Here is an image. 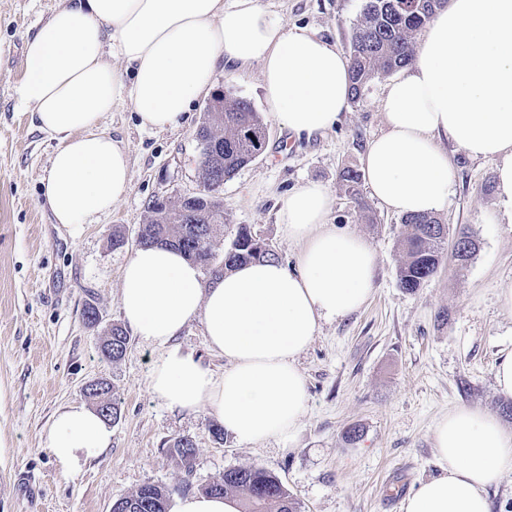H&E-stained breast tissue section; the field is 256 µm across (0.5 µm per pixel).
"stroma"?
<instances>
[{
    "instance_id": "1",
    "label": "stroma",
    "mask_w": 512,
    "mask_h": 512,
    "mask_svg": "<svg viewBox=\"0 0 512 512\" xmlns=\"http://www.w3.org/2000/svg\"><path fill=\"white\" fill-rule=\"evenodd\" d=\"M62 0H0V512H110L117 498L147 483L173 498L202 487L231 467L257 466L275 475L299 512H401L404 498L438 475L433 429L448 411L477 408L499 415L503 402L494 370L512 350V311L500 288L512 283V206L498 195L495 167L457 148L454 191L437 211L450 232L467 230L477 243L468 263L446 260L415 292L400 288L397 270L402 217L382 206L367 187L350 196L340 174L360 168L367 144L384 130L380 76L350 103L341 121L312 137L296 138L268 117L258 68L217 75L264 116L265 152L225 181L220 198L226 221L213 248L223 258L238 225L253 232L295 269L299 247L277 222L283 199L315 182L332 195L329 222L364 237L377 255L376 289L356 313L322 322L298 367L308 404L292 441L246 444L216 438L208 412L180 414L153 398L148 378L160 346L131 336L125 356L106 360L100 344L122 323L118 296L124 263L136 247L149 200L199 191L196 130L206 99L194 103L172 131L140 126L130 102L105 113L99 127L128 155L127 195L71 239L55 224L40 178L57 146L20 104L24 46ZM275 19L308 28L349 53L364 0H260ZM126 238L112 245L113 232ZM94 305L98 324L82 312ZM100 380L120 411L112 444L75 475L63 474L41 444L55 413L87 403L85 388ZM363 434L348 443V427ZM189 437L196 448L184 467L172 445Z\"/></svg>"
}]
</instances>
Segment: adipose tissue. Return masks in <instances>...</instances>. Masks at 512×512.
Masks as SVG:
<instances>
[{"mask_svg": "<svg viewBox=\"0 0 512 512\" xmlns=\"http://www.w3.org/2000/svg\"><path fill=\"white\" fill-rule=\"evenodd\" d=\"M258 67L271 116L289 132L330 129L347 111L346 57L304 27L273 19L259 0H63L26 41L18 85L39 130L57 140L42 177L55 223L71 237L112 210L130 186L128 157L99 121L129 101L142 127H181L217 71ZM384 131L363 155L365 183L401 215L448 205L455 166L441 144L494 163L512 205V0H450L423 29L412 64L381 99ZM333 199L317 183L291 191L277 214L300 246L296 270L277 260L203 282L198 265L164 246L139 247L121 275L125 324L161 346L152 396L181 413L208 411L242 443L289 438L307 402L297 366L320 323L360 310L374 293L376 254L359 235L327 224ZM217 373L177 342L193 320ZM92 409L59 410L42 434L62 472L78 473L110 447ZM441 475L406 497L401 512H490L486 491L512 471V431L459 407L433 431Z\"/></svg>", "mask_w": 512, "mask_h": 512, "instance_id": "obj_1", "label": "adipose tissue"}]
</instances>
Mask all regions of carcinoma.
Instances as JSON below:
<instances>
[{"instance_id": "1", "label": "carcinoma", "mask_w": 512, "mask_h": 512, "mask_svg": "<svg viewBox=\"0 0 512 512\" xmlns=\"http://www.w3.org/2000/svg\"><path fill=\"white\" fill-rule=\"evenodd\" d=\"M447 6V0H366L355 24L350 42V81L352 98L376 78L403 69L412 62L414 36L433 15ZM200 144L202 189L165 204L149 201L148 217L140 225L137 242L141 247L165 245L201 265L214 259L213 228L224 223L219 194L224 184L214 183L211 173L222 172L231 179L242 167L259 157L267 142V127L252 103L230 87L213 97L208 115L196 132ZM406 258L397 270L399 286L414 292L433 277L448 252V228L430 213L406 215L402 220ZM276 259L278 254L245 224L238 226L231 245L224 250L223 267L213 274L227 273L252 260ZM129 345L127 331L112 325L102 344V354L114 362L122 359ZM109 386L104 382L86 394L96 401L102 417L119 415L114 402L103 403ZM173 448L186 466L195 456L194 442L188 437L174 441ZM210 495L238 494L243 512H297L282 482L257 467H232L202 488ZM121 512H169L170 491L159 484H146L135 493L121 497Z\"/></svg>"}]
</instances>
